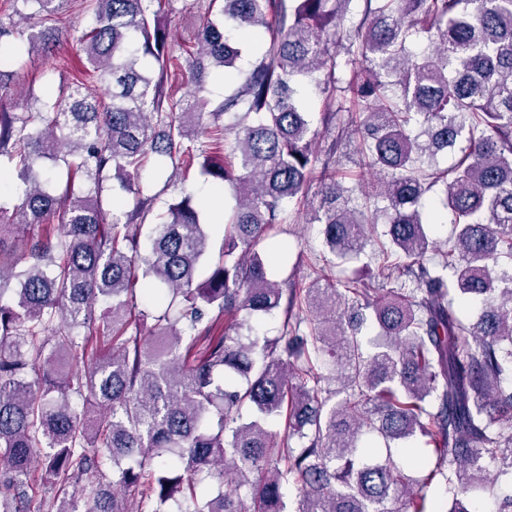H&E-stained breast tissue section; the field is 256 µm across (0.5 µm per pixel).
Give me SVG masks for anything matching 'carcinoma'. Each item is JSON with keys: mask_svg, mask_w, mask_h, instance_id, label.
Instances as JSON below:
<instances>
[{"mask_svg": "<svg viewBox=\"0 0 512 512\" xmlns=\"http://www.w3.org/2000/svg\"><path fill=\"white\" fill-rule=\"evenodd\" d=\"M9 2L43 28L0 21V57L62 38L64 0ZM159 3L84 0L79 43L106 97L62 84L26 115L0 109L17 192L0 204V512H476L485 494L512 512V0H222L181 56ZM228 28L260 45L246 72ZM233 70L212 105L208 78ZM305 87L325 127L351 113L323 160ZM347 141L356 171L335 158ZM150 153L171 181L195 165L231 189L217 255L190 193L141 254ZM110 177L131 202L109 214ZM314 185L329 252L370 244L377 268L338 281L327 264L283 289L259 245ZM136 275L163 308L139 311L147 336L129 331ZM281 307L283 336H251L248 318ZM206 308L231 324L197 357ZM370 327L384 343L364 342Z\"/></svg>", "mask_w": 512, "mask_h": 512, "instance_id": "1", "label": "carcinoma"}]
</instances>
